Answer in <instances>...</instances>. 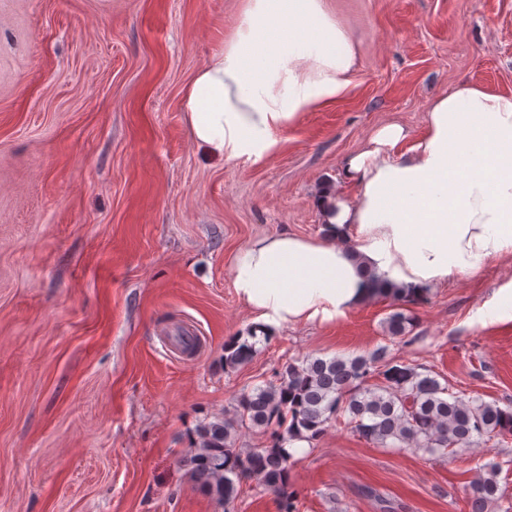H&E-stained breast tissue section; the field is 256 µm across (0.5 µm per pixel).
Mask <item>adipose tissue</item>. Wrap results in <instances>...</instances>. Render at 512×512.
<instances>
[{
  "label": "adipose tissue",
  "instance_id": "obj_1",
  "mask_svg": "<svg viewBox=\"0 0 512 512\" xmlns=\"http://www.w3.org/2000/svg\"><path fill=\"white\" fill-rule=\"evenodd\" d=\"M243 24L187 85L185 120L208 154L257 163L303 112L348 89L357 61L322 0H250ZM340 182L357 188L356 201L338 194ZM316 205L326 239L269 236L230 260L258 333L345 315L369 297L371 267L430 288L511 254L512 93L467 83L432 101L420 136L382 126L341 160Z\"/></svg>",
  "mask_w": 512,
  "mask_h": 512
}]
</instances>
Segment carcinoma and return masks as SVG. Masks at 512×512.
Listing matches in <instances>:
<instances>
[{"label":"carcinoma","instance_id":"1","mask_svg":"<svg viewBox=\"0 0 512 512\" xmlns=\"http://www.w3.org/2000/svg\"><path fill=\"white\" fill-rule=\"evenodd\" d=\"M364 278L374 294L394 302L385 319L388 336H408L415 322L409 306L426 296H414L412 289L394 284L374 268ZM254 352V344L236 337L224 344V366L241 365ZM374 376L377 382L369 383ZM343 417L368 443L442 459L477 438L512 435L511 408L455 396L432 372L399 362L388 347L379 346L352 358L307 357L299 365L287 363L275 381L242 393L232 412L200 424L187 462L221 503L231 502L244 482L255 480L276 494L279 512H299L298 492L288 481L291 454L284 445L316 441ZM244 430H254L264 440L254 448H238ZM498 491L497 469L476 477L467 491L469 512H485Z\"/></svg>","mask_w":512,"mask_h":512}]
</instances>
